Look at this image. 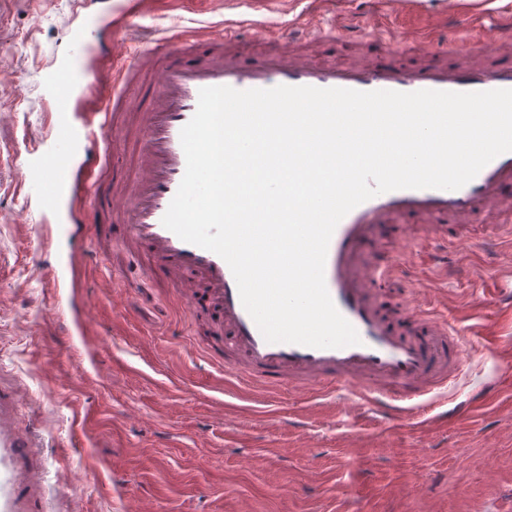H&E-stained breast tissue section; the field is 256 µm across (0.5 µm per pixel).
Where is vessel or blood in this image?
<instances>
[{"label": "vessel or blood", "instance_id": "1", "mask_svg": "<svg viewBox=\"0 0 512 512\" xmlns=\"http://www.w3.org/2000/svg\"><path fill=\"white\" fill-rule=\"evenodd\" d=\"M102 2V9L84 13L65 53L43 76V98L57 102L60 89H67V110L54 112L53 129L16 167L25 201L37 204L57 242L99 239L107 219H119L120 238L144 249L147 278L167 288L185 310H196L203 297L219 312L224 334L212 342L224 347L225 377L241 387L266 394L285 386L325 395L344 391L360 396L388 422L434 410L435 391L447 388L461 369L467 338L449 318L409 301L402 306V323H395L381 309L376 290L385 278L405 274L399 249L390 247L372 259L365 245L382 225L406 220L421 225L426 241L441 245V262L452 260V246L481 245L488 233L512 225V152L496 157L460 189L383 193L339 222L328 247L325 280L335 306L360 337L359 344L339 349L267 342L244 308L228 264L181 240L162 218L185 173L180 131L196 111L201 88L512 89V57L493 54L495 35L503 30L499 20L489 18L474 30L459 26L449 34L447 48L410 66L397 63L393 45L355 63L336 64L309 60L272 42L247 57L196 47L184 30L167 34L138 52L155 63L159 91L140 113L139 133L129 142L113 121L122 87L113 85L111 97L102 98L89 78L96 58L106 52L100 33L112 24V0ZM265 30L255 20H232L224 24V40L238 42L246 32L260 40ZM121 144L132 151L136 171L116 180L111 157ZM79 271L75 254L63 251L40 274L55 287L75 290ZM19 446L0 414L1 468L10 467Z\"/></svg>", "mask_w": 512, "mask_h": 512}]
</instances>
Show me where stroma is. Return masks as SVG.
<instances>
[{
  "mask_svg": "<svg viewBox=\"0 0 512 512\" xmlns=\"http://www.w3.org/2000/svg\"><path fill=\"white\" fill-rule=\"evenodd\" d=\"M311 0H115L111 53L101 82L124 72L141 45L186 27L220 31L225 16L259 13L270 40L302 46L315 61L354 62L380 48L387 27L420 53L421 31L444 38L449 25L512 18V0H427L392 15L385 0H323L325 21L362 19L355 38L325 40L288 32ZM90 0H0V152L25 131L45 130L49 103L40 76L62 54ZM37 207H24L16 172L0 163V408L15 420L23 447L13 460L19 512H512V311L483 309L484 294L512 291V242L458 248V267L435 266L415 223L387 224L368 242L378 252L402 241L407 275L381 295L398 314L407 292L434 302L470 331L465 366L447 403L473 396L467 416L440 424L432 414L386 426L361 400L315 397L287 388L266 401L225 381L196 339L218 321L208 307L188 316L141 268L138 251L114 234L83 256L89 322L77 334L69 296L32 274L53 265L54 242ZM497 269L479 286L480 269ZM127 290H119L115 275ZM88 474L69 487L68 470Z\"/></svg>",
  "mask_w": 512,
  "mask_h": 512,
  "instance_id": "obj_1",
  "label": "stroma"
}]
</instances>
